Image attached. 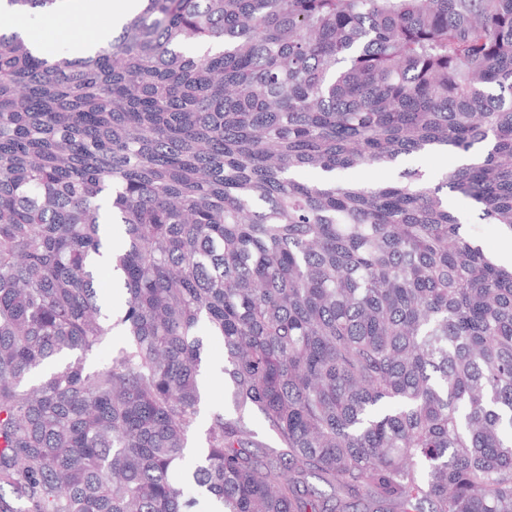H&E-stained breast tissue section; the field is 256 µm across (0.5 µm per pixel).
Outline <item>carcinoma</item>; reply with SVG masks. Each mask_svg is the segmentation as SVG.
Listing matches in <instances>:
<instances>
[{"mask_svg": "<svg viewBox=\"0 0 512 512\" xmlns=\"http://www.w3.org/2000/svg\"><path fill=\"white\" fill-rule=\"evenodd\" d=\"M140 2L73 61L0 31V512H512V268L443 196L512 236V0ZM468 156L448 150L443 152L434 153L431 155L414 154L403 156L399 162L389 168H367L360 167L338 174V179L344 183H359V184H374V183H394L400 179L399 173L404 169H414L416 167L426 168L431 175L432 182L437 183L442 177L464 164H461L462 159H467ZM122 340L120 336H108L101 347L89 357L88 365L92 368H101L109 366L112 363V356L121 347ZM208 347V363L206 367H214L215 370L205 374L202 372L201 375V383L203 387V403L204 411L202 415L204 416V422L201 423L196 421L189 433V437L193 435L195 429H200L201 427H205L206 430L211 423V417L214 412H228L230 410V403L228 401L225 387H224V378L222 374V368L224 366V344L219 338H210V341L207 345ZM205 430V432H206ZM205 432H204V441H205Z\"/></svg>", "mask_w": 512, "mask_h": 512, "instance_id": "cac0c4a2", "label": "carcinoma"}]
</instances>
